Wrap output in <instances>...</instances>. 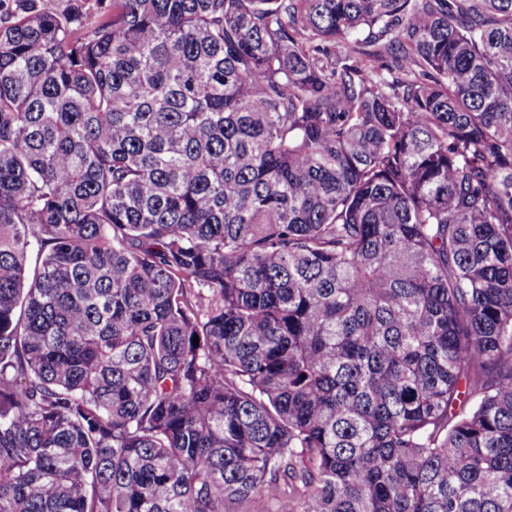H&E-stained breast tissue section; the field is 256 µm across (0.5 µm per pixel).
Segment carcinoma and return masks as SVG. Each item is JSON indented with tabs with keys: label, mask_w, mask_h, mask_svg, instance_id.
I'll list each match as a JSON object with an SVG mask.
<instances>
[{
	"label": "carcinoma",
	"mask_w": 512,
	"mask_h": 512,
	"mask_svg": "<svg viewBox=\"0 0 512 512\" xmlns=\"http://www.w3.org/2000/svg\"><path fill=\"white\" fill-rule=\"evenodd\" d=\"M12 2L0 512H512V0Z\"/></svg>",
	"instance_id": "obj_1"
}]
</instances>
